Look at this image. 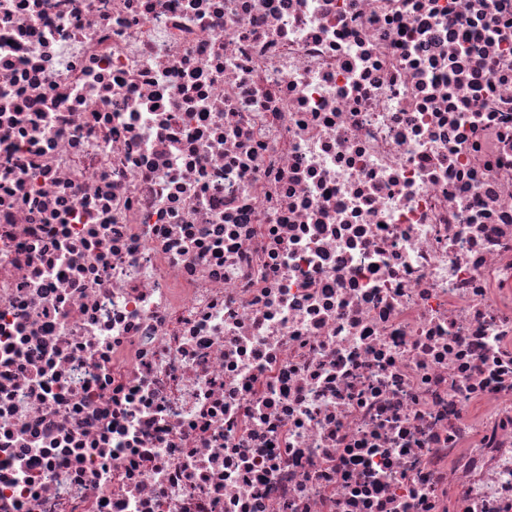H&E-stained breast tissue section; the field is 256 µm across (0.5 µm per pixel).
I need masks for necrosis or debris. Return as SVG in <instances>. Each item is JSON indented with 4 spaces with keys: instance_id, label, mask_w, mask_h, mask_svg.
I'll return each mask as SVG.
<instances>
[{
    "instance_id": "4bbe7bcc",
    "label": "necrosis or debris",
    "mask_w": 512,
    "mask_h": 512,
    "mask_svg": "<svg viewBox=\"0 0 512 512\" xmlns=\"http://www.w3.org/2000/svg\"><path fill=\"white\" fill-rule=\"evenodd\" d=\"M0 512H512V0H0Z\"/></svg>"
}]
</instances>
